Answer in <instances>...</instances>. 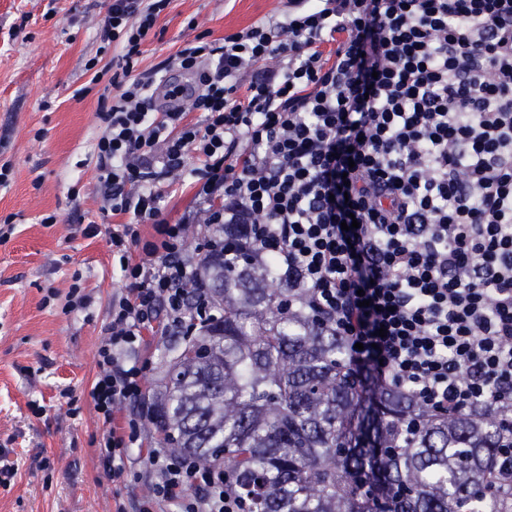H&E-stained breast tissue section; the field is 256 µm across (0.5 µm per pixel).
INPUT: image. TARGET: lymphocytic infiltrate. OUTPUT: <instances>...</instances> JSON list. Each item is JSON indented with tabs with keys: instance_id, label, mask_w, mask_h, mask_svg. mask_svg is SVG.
Returning a JSON list of instances; mask_svg holds the SVG:
<instances>
[{
	"instance_id": "f902f5d3",
	"label": "lymphocytic infiltrate",
	"mask_w": 512,
	"mask_h": 512,
	"mask_svg": "<svg viewBox=\"0 0 512 512\" xmlns=\"http://www.w3.org/2000/svg\"><path fill=\"white\" fill-rule=\"evenodd\" d=\"M170 3L112 0L105 19L121 51L116 93L98 100L97 189L135 221L109 236L130 286L98 352L102 465L124 477L154 413L146 331L190 334L213 315L185 248L200 219L234 230L209 235L206 257L244 251L287 277L290 309L343 338L368 386L436 413H512V0H286L223 41L185 42L172 62L193 86L171 89L184 106L160 112L159 70L135 65ZM191 153L194 206L172 224L156 186ZM147 462L139 512H249L222 466L168 448Z\"/></svg>"
}]
</instances>
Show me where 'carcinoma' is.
Instances as JSON below:
<instances>
[{"label": "carcinoma", "mask_w": 512, "mask_h": 512, "mask_svg": "<svg viewBox=\"0 0 512 512\" xmlns=\"http://www.w3.org/2000/svg\"><path fill=\"white\" fill-rule=\"evenodd\" d=\"M224 316L183 349L156 423L203 467L230 469L250 512H512V419L435 413L396 387L371 396L346 345L249 259L207 260Z\"/></svg>", "instance_id": "carcinoma-1"}]
</instances>
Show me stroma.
<instances>
[{"mask_svg":"<svg viewBox=\"0 0 512 512\" xmlns=\"http://www.w3.org/2000/svg\"><path fill=\"white\" fill-rule=\"evenodd\" d=\"M111 0H0V512H134L145 482L113 479L98 457L104 426L92 388L98 350L112 324V298L128 281L113 268L114 220L96 191L95 144L103 85L91 63L116 53L104 19ZM280 0H173L143 46L140 69L163 66L204 34L220 40L281 9ZM85 96H77L80 87ZM89 294L69 308L71 286ZM184 337L154 330L141 349L152 361L146 395L160 391Z\"/></svg>","mask_w":512,"mask_h":512,"instance_id":"1","label":"stroma"}]
</instances>
